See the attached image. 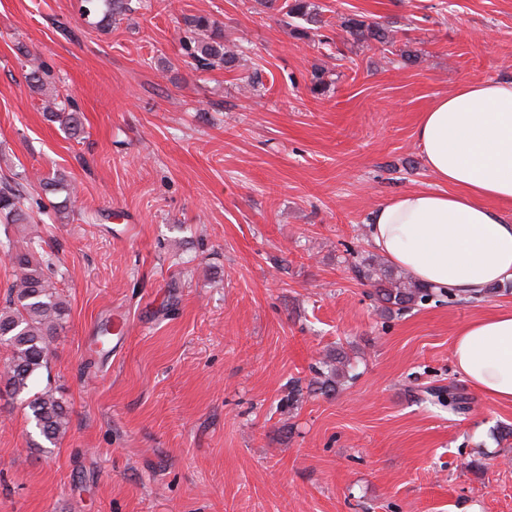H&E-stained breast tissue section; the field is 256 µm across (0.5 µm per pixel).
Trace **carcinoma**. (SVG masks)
Instances as JSON below:
<instances>
[{
    "mask_svg": "<svg viewBox=\"0 0 512 512\" xmlns=\"http://www.w3.org/2000/svg\"><path fill=\"white\" fill-rule=\"evenodd\" d=\"M84 15H101V21L109 22L113 17L131 9L129 0H83ZM265 7L276 9L288 19L293 36L308 41L316 32L326 27L320 5L315 0H267ZM185 36L181 43L182 56L195 69L209 71L235 68L237 54L224 44V32L214 19L206 14L183 18ZM348 39L355 43L374 46L382 50L396 43L394 30L372 19L364 13H353L341 24ZM47 65L39 61L32 65L28 74L30 88L43 90ZM50 118L63 127L75 131L78 118L70 109L69 99H64L49 108ZM45 194L61 190L74 192L66 175L56 172L39 179ZM27 176L14 174L0 180V220L5 224H32L33 217L28 206ZM12 269V282L8 285L9 299L0 308V347L5 348L6 357L0 363V384L6 392L17 395L29 389L33 379L47 367L52 353V342L63 329L67 317V306L52 280L53 262L49 254L40 252L27 243L17 247L6 244ZM358 276L374 287L373 297L386 309L399 311L408 309L431 295L430 288L396 273L371 258L357 267ZM347 358L341 354L325 362L326 372L321 384L333 390L339 378L345 376ZM425 394L440 406L453 413H461L468 397L457 393L453 387H427ZM29 418L34 422L39 436L49 443H56L69 427V408L57 396L51 385L33 395L29 401Z\"/></svg>",
    "mask_w": 512,
    "mask_h": 512,
    "instance_id": "obj_1",
    "label": "carcinoma"
}]
</instances>
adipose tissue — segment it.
<instances>
[{
  "label": "adipose tissue",
  "instance_id": "obj_1",
  "mask_svg": "<svg viewBox=\"0 0 512 512\" xmlns=\"http://www.w3.org/2000/svg\"><path fill=\"white\" fill-rule=\"evenodd\" d=\"M436 182L370 213V241L415 282L478 297L512 280V78L474 79L434 101L415 131ZM452 359L484 397L512 405V307L462 324Z\"/></svg>",
  "mask_w": 512,
  "mask_h": 512
}]
</instances>
